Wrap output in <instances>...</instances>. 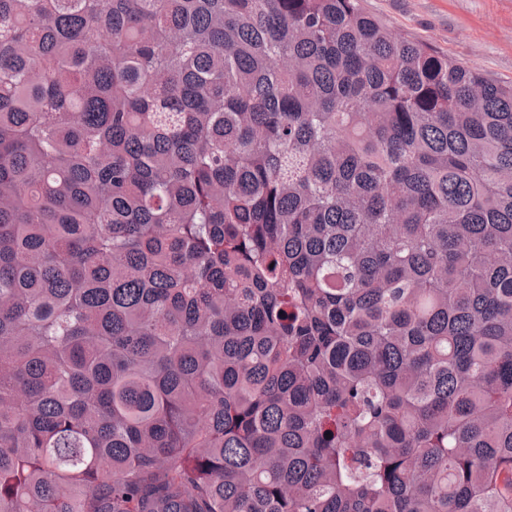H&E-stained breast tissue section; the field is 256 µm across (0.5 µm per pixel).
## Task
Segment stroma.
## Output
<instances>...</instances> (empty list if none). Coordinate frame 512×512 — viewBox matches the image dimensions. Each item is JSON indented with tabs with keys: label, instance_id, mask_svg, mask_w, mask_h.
<instances>
[{
	"label": "stroma",
	"instance_id": "1",
	"mask_svg": "<svg viewBox=\"0 0 512 512\" xmlns=\"http://www.w3.org/2000/svg\"><path fill=\"white\" fill-rule=\"evenodd\" d=\"M397 36L429 44L487 80L512 82V0H361Z\"/></svg>",
	"mask_w": 512,
	"mask_h": 512
}]
</instances>
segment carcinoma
<instances>
[{
	"mask_svg": "<svg viewBox=\"0 0 512 512\" xmlns=\"http://www.w3.org/2000/svg\"><path fill=\"white\" fill-rule=\"evenodd\" d=\"M512 512V85L359 0H0V512Z\"/></svg>",
	"mask_w": 512,
	"mask_h": 512,
	"instance_id": "1",
	"label": "carcinoma"
}]
</instances>
